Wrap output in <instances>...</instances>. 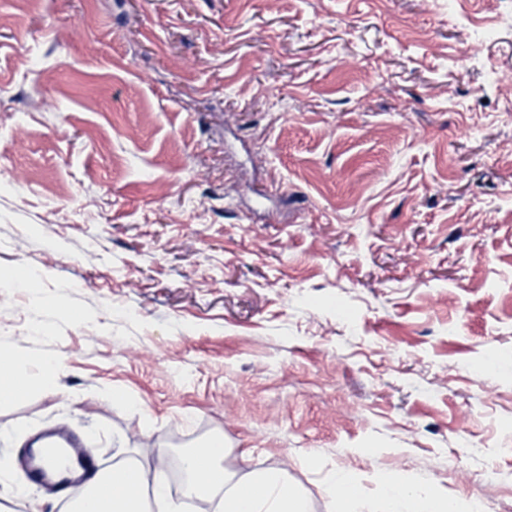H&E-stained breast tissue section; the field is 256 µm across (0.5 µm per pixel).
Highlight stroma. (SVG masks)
Returning a JSON list of instances; mask_svg holds the SVG:
<instances>
[{
    "label": "stroma",
    "mask_w": 512,
    "mask_h": 512,
    "mask_svg": "<svg viewBox=\"0 0 512 512\" xmlns=\"http://www.w3.org/2000/svg\"><path fill=\"white\" fill-rule=\"evenodd\" d=\"M510 69L512 0H0V512L52 426L512 512ZM58 360L56 357L42 361L39 376L32 377L16 350L9 347L0 348V404L22 400L36 388L51 390L55 385Z\"/></svg>",
    "instance_id": "stroma-1"
}]
</instances>
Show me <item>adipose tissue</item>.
<instances>
[{
    "instance_id": "1",
    "label": "adipose tissue",
    "mask_w": 512,
    "mask_h": 512,
    "mask_svg": "<svg viewBox=\"0 0 512 512\" xmlns=\"http://www.w3.org/2000/svg\"><path fill=\"white\" fill-rule=\"evenodd\" d=\"M58 360L41 363L31 376L16 350L0 348V404L18 401L35 389H53ZM223 441L212 440L184 458L188 478L178 488L155 480L151 468L138 461L113 464L90 487L86 502L72 512H180L186 499L218 501L219 512H308L305 494L293 483L287 467L245 465L240 471L224 467ZM382 512H457L435 478L411 481L399 472L381 476Z\"/></svg>"
}]
</instances>
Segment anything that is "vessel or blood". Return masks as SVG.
Wrapping results in <instances>:
<instances>
[{"label":"vessel or blood","mask_w":512,"mask_h":512,"mask_svg":"<svg viewBox=\"0 0 512 512\" xmlns=\"http://www.w3.org/2000/svg\"><path fill=\"white\" fill-rule=\"evenodd\" d=\"M46 436L63 442L66 450L61 453L51 446L27 448L25 470L34 486L65 494L100 479L102 466L79 439L55 430L47 431Z\"/></svg>","instance_id":"vessel-or-blood-1"}]
</instances>
